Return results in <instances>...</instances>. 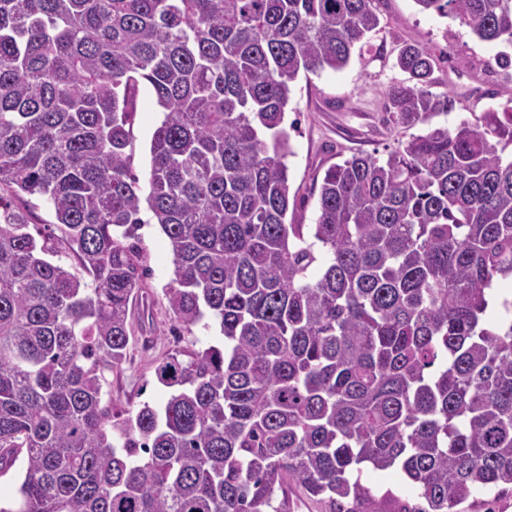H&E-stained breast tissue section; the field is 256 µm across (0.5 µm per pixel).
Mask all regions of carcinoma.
Masks as SVG:
<instances>
[{"label":"carcinoma","instance_id":"obj_1","mask_svg":"<svg viewBox=\"0 0 512 512\" xmlns=\"http://www.w3.org/2000/svg\"><path fill=\"white\" fill-rule=\"evenodd\" d=\"M378 0H0V512H458L512 487V84L476 123L355 153L287 222L282 125L300 71L346 67ZM512 48V0H415ZM386 121L446 112L431 52ZM163 119L133 173L140 85ZM52 207L55 263L7 196ZM167 237L169 309L224 339L155 368L170 394L119 413L142 211ZM398 469L410 493L362 483Z\"/></svg>","mask_w":512,"mask_h":512}]
</instances>
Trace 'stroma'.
<instances>
[{"label":"stroma","instance_id":"obj_1","mask_svg":"<svg viewBox=\"0 0 512 512\" xmlns=\"http://www.w3.org/2000/svg\"><path fill=\"white\" fill-rule=\"evenodd\" d=\"M381 24L370 37V49L353 57L340 71L299 73L286 109L291 153L287 158L294 210L288 221L315 223L318 187L325 170L357 152L379 157L427 128L476 122L497 103L496 93L507 76L496 63L498 45L479 40L458 22L420 11L414 0H380ZM407 44L429 48L435 61L434 93L449 96L448 112L427 124L393 126L385 121L386 91L408 81L396 65ZM163 115L149 89H142L133 124V170L147 183L150 142ZM146 224L141 245L147 253L148 275L129 307V343L125 360L106 370L104 400L117 410H135L143 403L159 404L168 396L155 377L156 365L178 350H196L211 336L203 326L184 330L174 321L166 288L173 274L172 254L165 235L143 212Z\"/></svg>","mask_w":512,"mask_h":512}]
</instances>
